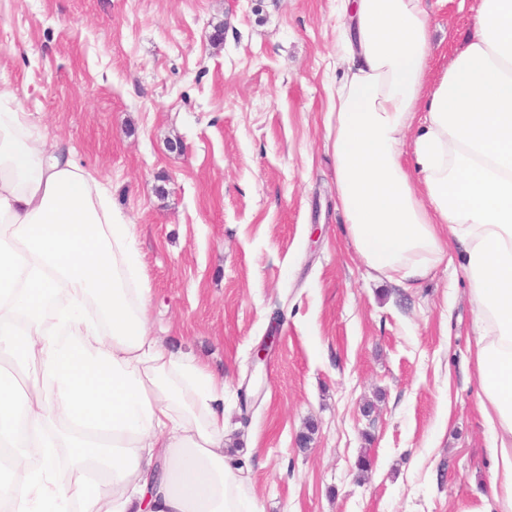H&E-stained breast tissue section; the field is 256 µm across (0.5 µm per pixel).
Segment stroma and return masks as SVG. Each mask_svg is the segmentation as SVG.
<instances>
[{
  "label": "stroma",
  "mask_w": 512,
  "mask_h": 512,
  "mask_svg": "<svg viewBox=\"0 0 512 512\" xmlns=\"http://www.w3.org/2000/svg\"><path fill=\"white\" fill-rule=\"evenodd\" d=\"M471 6L427 0L433 73ZM337 8L0 0V108L66 141L134 224L152 332L223 374L226 453L261 512H471L490 438L469 282L441 266L404 291L348 239L325 126Z\"/></svg>",
  "instance_id": "1"
}]
</instances>
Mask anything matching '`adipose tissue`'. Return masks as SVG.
<instances>
[{"label": "adipose tissue", "instance_id": "adipose-tissue-1", "mask_svg": "<svg viewBox=\"0 0 512 512\" xmlns=\"http://www.w3.org/2000/svg\"><path fill=\"white\" fill-rule=\"evenodd\" d=\"M472 12L434 79L425 0H342L328 140L367 268L404 288L468 277L491 433L474 512H512V0ZM24 124L0 112V512H261L224 450L223 378L151 332L134 225Z\"/></svg>", "mask_w": 512, "mask_h": 512}]
</instances>
